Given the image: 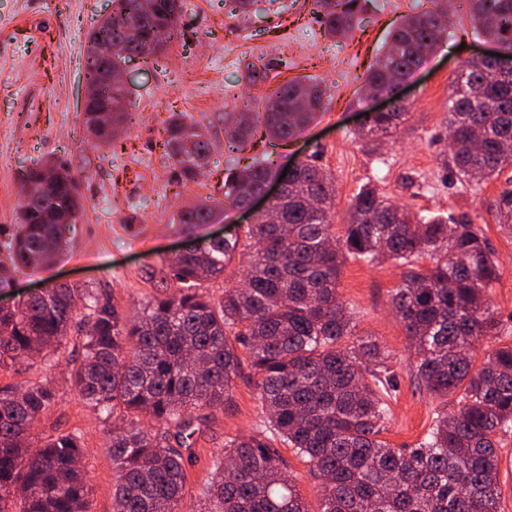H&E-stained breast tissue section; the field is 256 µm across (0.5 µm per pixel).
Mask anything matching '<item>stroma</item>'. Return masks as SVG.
<instances>
[{
    "instance_id": "1",
    "label": "stroma",
    "mask_w": 512,
    "mask_h": 512,
    "mask_svg": "<svg viewBox=\"0 0 512 512\" xmlns=\"http://www.w3.org/2000/svg\"><path fill=\"white\" fill-rule=\"evenodd\" d=\"M430 6V0H364L356 31L331 38L316 22L312 0H251L247 11L235 13L224 0H182V38L149 61L125 65L120 79L132 117L111 144L102 145L86 131L82 102L88 34L111 11V0H0V232H12L18 222L30 170L47 164L68 169L84 202L67 249L51 263L10 272L0 303L67 281L98 289L122 310L138 311L164 293L165 263L180 250L212 237L244 235L247 216L237 209L190 234L177 218L194 202L223 203L228 169L267 154L281 168L308 159L333 175L336 225L345 224L353 197L367 184L415 213L470 220L496 261L488 298L500 322L499 334L483 340L476 358L512 343V235L501 230L495 210L500 193L512 189V166L462 185L443 163L448 100L461 66L490 49L473 34L461 0H448L455 23L448 40L400 87L407 116L396 135L379 145L356 136L367 110L385 103L365 92L367 67L403 16ZM250 62L267 65L265 81H246ZM299 78L325 88V112L286 143L228 151L225 107L271 95ZM174 114L198 123L214 144L197 181L186 185L161 148ZM406 271L390 260L350 259L338 289L354 315L356 334L375 336L392 355L397 388L381 434L392 448L417 447L436 417L453 410L452 403L419 389L414 351L390 306V292ZM82 354L80 336H71L58 353L0 369V392L51 382L56 403L35 423L32 444L80 431L89 512H112L115 477L107 441L116 421L101 416L71 386L69 371ZM255 381L250 367L242 366L223 408L195 410V460L187 469L183 512H197L227 440L262 434L266 414Z\"/></svg>"
}]
</instances>
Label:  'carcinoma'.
Instances as JSON below:
<instances>
[{
  "instance_id": "cac0c4a2",
  "label": "carcinoma",
  "mask_w": 512,
  "mask_h": 512,
  "mask_svg": "<svg viewBox=\"0 0 512 512\" xmlns=\"http://www.w3.org/2000/svg\"><path fill=\"white\" fill-rule=\"evenodd\" d=\"M114 3L112 26L91 35L121 40L133 23L139 33L130 52L143 60L181 36L179 0ZM313 4L325 34L353 32L361 0ZM465 7L473 34L512 51V0H465ZM446 32L438 4L405 17L368 67V89L392 93L394 82L437 50ZM324 95L317 83L290 80L263 109L246 103L226 113L227 147L238 152L293 138L323 111ZM405 115L403 105L375 114L359 137L391 136ZM83 117L99 142L111 141L97 113ZM448 139L452 175L461 184L512 165V77L496 76L491 62L467 65L450 99ZM162 147L186 184L196 181L212 143L196 123L175 118ZM277 172L272 160L256 158L229 173L224 202L246 207ZM335 200L331 176L313 161L298 162L274 202L279 222L262 219L247 228L245 286L224 289L216 302L206 284L224 276L239 253L237 235L179 257L168 266L178 292L153 298L133 316L95 289L69 283L50 288L45 298L0 308V368L62 349L77 317L93 325L70 381L106 416L128 419L110 438L113 512H182L192 414L224 406L244 359L258 376L266 431L225 443L206 488L209 505L198 512H309L286 475L278 442L307 460L322 493L319 512H500L497 433L512 424V344L475 365L481 341L499 331L486 298L497 266L480 229L452 216L415 214L365 186L338 235L331 222ZM81 207L75 177L58 169L55 190L23 200L15 234L0 242V271L57 258L70 225L45 224L41 215L52 211L77 221ZM217 214L214 206H192L179 223L195 227ZM497 221L512 234L510 190L498 201ZM349 258L410 267L391 302L416 354L415 376L434 397L458 396V409L437 416L417 448H390L379 439L389 416L385 396L395 387L391 354L368 337L345 343L355 324L338 284ZM55 400L41 382L0 394V512L15 504L17 512H87L81 435L60 433L28 451L33 426ZM141 415L157 431L142 428Z\"/></svg>"
}]
</instances>
